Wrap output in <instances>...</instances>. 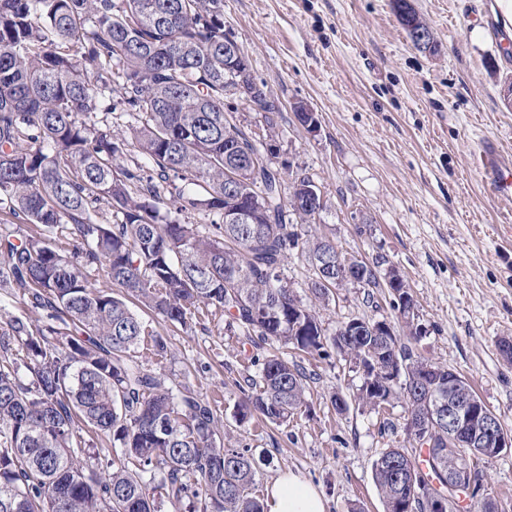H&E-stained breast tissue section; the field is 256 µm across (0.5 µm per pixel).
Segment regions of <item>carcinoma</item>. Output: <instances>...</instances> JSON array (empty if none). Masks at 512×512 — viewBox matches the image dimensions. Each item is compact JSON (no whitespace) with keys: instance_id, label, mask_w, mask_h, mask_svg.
<instances>
[{"instance_id":"carcinoma-1","label":"carcinoma","mask_w":512,"mask_h":512,"mask_svg":"<svg viewBox=\"0 0 512 512\" xmlns=\"http://www.w3.org/2000/svg\"><path fill=\"white\" fill-rule=\"evenodd\" d=\"M243 71L256 88L248 56L224 60V0H0V212L38 227L0 233V284L28 310L0 321V512H159L158 496L186 512H264L256 462L224 447L209 402L173 393L136 361L144 336L167 355L136 308L181 327L212 308L278 344L242 417L284 423L307 406L311 375L287 350L320 356L327 337L281 271L295 250L312 263L336 246L292 223L316 217L278 169L260 165L242 194L224 193L228 145L264 148L224 102ZM114 112L134 119L151 174L121 163L125 139L98 127V114ZM279 112L264 100L268 137ZM263 193L254 223H224V211ZM197 211L213 214L214 233L180 220ZM369 287L387 289L397 311L414 301L404 283ZM356 348L404 366L398 386L366 364L358 404L377 409L400 389L417 418L448 403L446 388L414 392L433 373L411 345L388 351L363 336ZM79 422L119 444L106 471L84 466ZM412 447L422 460L387 448L373 464L384 512H427L448 483V429Z\"/></svg>"}]
</instances>
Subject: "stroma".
I'll return each instance as SVG.
<instances>
[{"label":"stroma","instance_id":"1","mask_svg":"<svg viewBox=\"0 0 512 512\" xmlns=\"http://www.w3.org/2000/svg\"><path fill=\"white\" fill-rule=\"evenodd\" d=\"M411 3L435 52L412 45L392 0H224V30L280 106L274 166L309 176L324 198L318 233L341 255L390 258L428 328L416 352L465 377L512 433V364L497 348L512 336V199L493 195L477 158L492 142L512 161V108L502 97L512 59L479 23L497 0ZM301 101L318 117L316 133L295 118ZM319 315L330 336L353 317L407 334L384 288L336 289ZM141 316L168 354L143 348L139 363L209 402L226 446L262 458L256 496L289 470L318 490L326 512H383L372 466L385 448L409 443L404 398L380 412L354 404L362 375L334 350L299 360L313 375L307 411L280 426L244 421L241 385L258 377L272 343L208 311L185 328ZM334 394L349 400L344 413ZM478 472L486 494L512 512V449Z\"/></svg>","mask_w":512,"mask_h":512}]
</instances>
